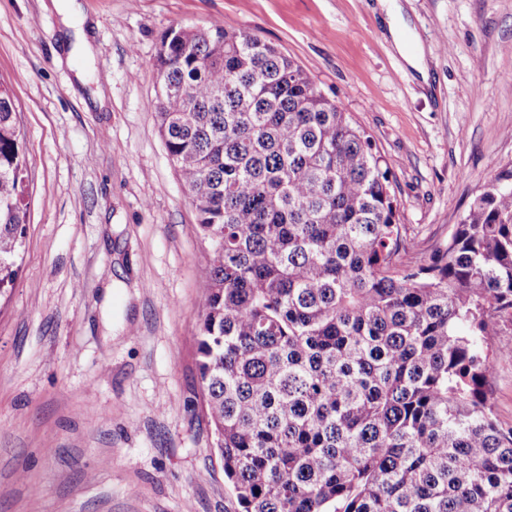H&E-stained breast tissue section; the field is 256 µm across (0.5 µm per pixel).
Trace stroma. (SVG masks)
I'll return each mask as SVG.
<instances>
[{"label":"stroma","mask_w":512,"mask_h":512,"mask_svg":"<svg viewBox=\"0 0 512 512\" xmlns=\"http://www.w3.org/2000/svg\"><path fill=\"white\" fill-rule=\"evenodd\" d=\"M78 2L67 26L54 0H0L29 159L0 299V512H234L197 369L209 245L159 132L162 35L220 25L292 58L371 137L424 254L489 162L512 166V0H400L425 83L379 0Z\"/></svg>","instance_id":"stroma-1"}]
</instances>
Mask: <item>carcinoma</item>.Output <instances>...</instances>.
I'll return each instance as SVG.
<instances>
[{
	"label": "carcinoma",
	"mask_w": 512,
	"mask_h": 512,
	"mask_svg": "<svg viewBox=\"0 0 512 512\" xmlns=\"http://www.w3.org/2000/svg\"><path fill=\"white\" fill-rule=\"evenodd\" d=\"M159 129L210 245L196 336L237 512H512V167L413 260L371 137L290 57L171 27ZM26 146L0 82V296L28 226ZM491 399L499 421L512 424V360L506 359L496 364Z\"/></svg>",
	"instance_id": "1"
}]
</instances>
